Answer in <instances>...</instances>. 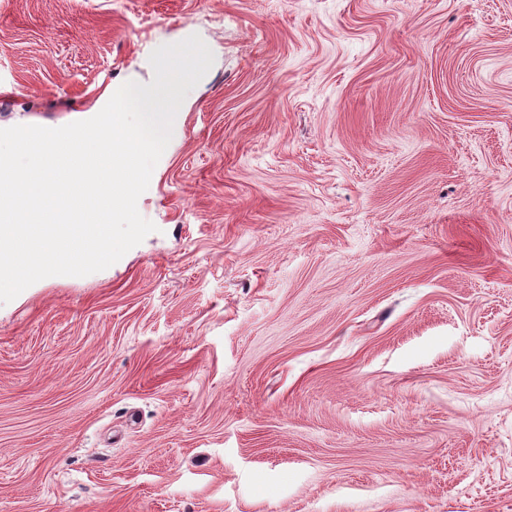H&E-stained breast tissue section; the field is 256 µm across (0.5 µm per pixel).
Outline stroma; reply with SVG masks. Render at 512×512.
I'll use <instances>...</instances> for the list:
<instances>
[{
	"label": "stroma",
	"instance_id": "1",
	"mask_svg": "<svg viewBox=\"0 0 512 512\" xmlns=\"http://www.w3.org/2000/svg\"><path fill=\"white\" fill-rule=\"evenodd\" d=\"M194 34L156 232L0 305V512H512V0H0V129Z\"/></svg>",
	"mask_w": 512,
	"mask_h": 512
}]
</instances>
